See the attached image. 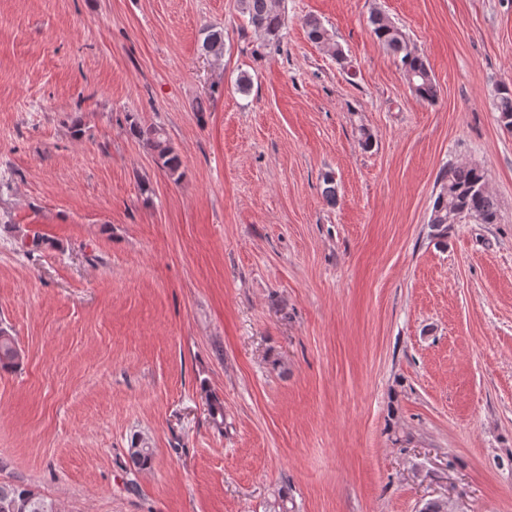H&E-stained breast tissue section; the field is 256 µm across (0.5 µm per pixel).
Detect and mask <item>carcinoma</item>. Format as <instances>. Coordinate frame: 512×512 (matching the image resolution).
<instances>
[{
    "mask_svg": "<svg viewBox=\"0 0 512 512\" xmlns=\"http://www.w3.org/2000/svg\"><path fill=\"white\" fill-rule=\"evenodd\" d=\"M240 10L248 16L249 23L268 45H280L285 28V14L277 0H239ZM309 37L316 43L329 47L332 56L341 61L343 51L332 42V35L322 23L311 17L306 20ZM373 35L383 48L398 62L406 76L409 88L420 100L434 102L438 88L426 60L411 46L406 34L380 13L370 17ZM202 50L215 57L224 54V32L210 28L202 41ZM496 110L499 120L506 128L512 127V88L503 85L497 89ZM131 134L144 139L152 147L160 167L175 175L182 167L180 155L170 146L162 129L144 127L133 120ZM437 184L439 190L434 198L429 224L442 233L447 230L448 214L476 220L480 224L498 223V205L487 186L486 172L476 165L446 167ZM17 343L8 331L0 329V369L10 370L19 363ZM0 512H58L56 503L35 489L24 484H0Z\"/></svg>",
    "mask_w": 512,
    "mask_h": 512,
    "instance_id": "1",
    "label": "carcinoma"
}]
</instances>
